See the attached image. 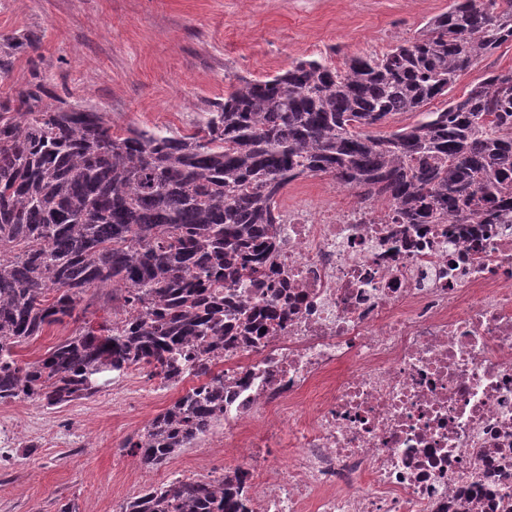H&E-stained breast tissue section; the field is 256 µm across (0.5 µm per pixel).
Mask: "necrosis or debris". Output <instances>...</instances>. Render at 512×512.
<instances>
[{
  "instance_id": "4bbe7bcc",
  "label": "necrosis or debris",
  "mask_w": 512,
  "mask_h": 512,
  "mask_svg": "<svg viewBox=\"0 0 512 512\" xmlns=\"http://www.w3.org/2000/svg\"><path fill=\"white\" fill-rule=\"evenodd\" d=\"M282 215L265 277L230 291L286 285V311L220 363L254 512H512V224H397L373 201Z\"/></svg>"
}]
</instances>
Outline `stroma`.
<instances>
[{
    "label": "stroma",
    "mask_w": 512,
    "mask_h": 512,
    "mask_svg": "<svg viewBox=\"0 0 512 512\" xmlns=\"http://www.w3.org/2000/svg\"><path fill=\"white\" fill-rule=\"evenodd\" d=\"M449 0H0V38L38 37L42 73L59 94L120 127L187 130L223 101L235 78L260 79L299 59L343 67L418 36ZM130 370L86 400L46 409L0 403V512H118L150 484L207 479L235 462L210 440L167 463L132 465L127 447L145 424L195 385Z\"/></svg>",
    "instance_id": "stroma-1"
}]
</instances>
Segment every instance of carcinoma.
Instances as JSON below:
<instances>
[{
	"label": "carcinoma",
	"instance_id": "cac0c4a2",
	"mask_svg": "<svg viewBox=\"0 0 512 512\" xmlns=\"http://www.w3.org/2000/svg\"><path fill=\"white\" fill-rule=\"evenodd\" d=\"M506 42L512 0H450L420 37L382 56L238 77L180 131L117 129L57 94L28 35L1 40L0 78L21 64L29 78L0 95V402L50 409L96 395V377L147 367L166 385L203 382L129 441L141 463L207 435L224 417V343L258 345L282 309L276 293L248 311L224 285L263 273L289 185L328 175L393 206L397 224L448 214L497 224L512 211V68L451 95ZM409 113L419 116L411 126L370 131ZM95 306L117 316L101 334L83 328L43 357L16 359L15 348ZM245 480L237 471L150 485L120 512H252Z\"/></svg>",
	"mask_w": 512,
	"mask_h": 512
}]
</instances>
